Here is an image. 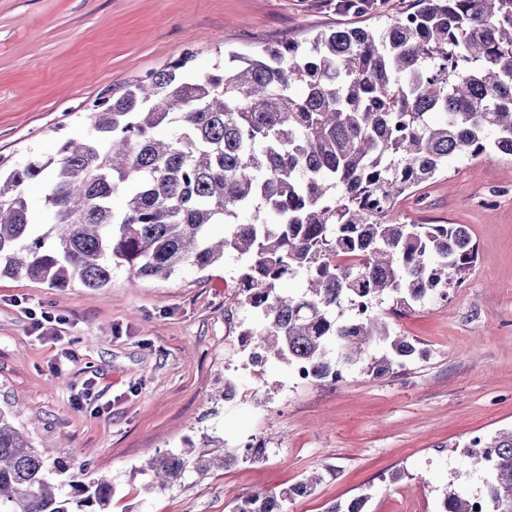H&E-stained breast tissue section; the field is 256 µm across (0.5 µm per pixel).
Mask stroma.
Returning <instances> with one entry per match:
<instances>
[{
    "instance_id": "obj_1",
    "label": "stroma",
    "mask_w": 512,
    "mask_h": 512,
    "mask_svg": "<svg viewBox=\"0 0 512 512\" xmlns=\"http://www.w3.org/2000/svg\"><path fill=\"white\" fill-rule=\"evenodd\" d=\"M340 0H0V158L55 155L89 123L103 90L186 51L218 54L369 23ZM406 224H464L478 258L451 303L386 298L395 333L421 353L376 378L341 364L337 383L253 365L240 333L257 315L235 302L237 259L167 280L107 289L0 278V411L34 447L86 478L111 477L110 512H231L236 499L319 473L286 512H325L368 494V512H440L451 489L478 491L464 447L512 428V159L458 158L397 205ZM235 395L225 398V383ZM253 461L149 489L146 452L204 438Z\"/></svg>"
}]
</instances>
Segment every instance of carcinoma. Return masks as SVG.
<instances>
[{"label":"carcinoma","mask_w":512,"mask_h":512,"mask_svg":"<svg viewBox=\"0 0 512 512\" xmlns=\"http://www.w3.org/2000/svg\"><path fill=\"white\" fill-rule=\"evenodd\" d=\"M186 51L164 68L106 91L89 126L57 154L0 175V276L99 290L112 271L167 279L236 255L237 304L259 316L254 364L285 359L308 379L335 382L336 355L383 376L421 353L391 332L379 305L425 301L461 282L477 253L463 224H404L400 197L458 157L512 158V0H417L375 26L319 31L224 55L204 73ZM45 187L34 213L26 185ZM226 230L218 236L214 226ZM307 276L297 293L284 281ZM368 311L343 318L345 308ZM157 451L153 483L255 459ZM465 453L489 476L473 494L453 489L442 512H512V429ZM42 451L0 411V512H106L112 479L51 481ZM309 476L258 490L232 512H284L310 493ZM368 497L326 512H366Z\"/></svg>","instance_id":"1"}]
</instances>
